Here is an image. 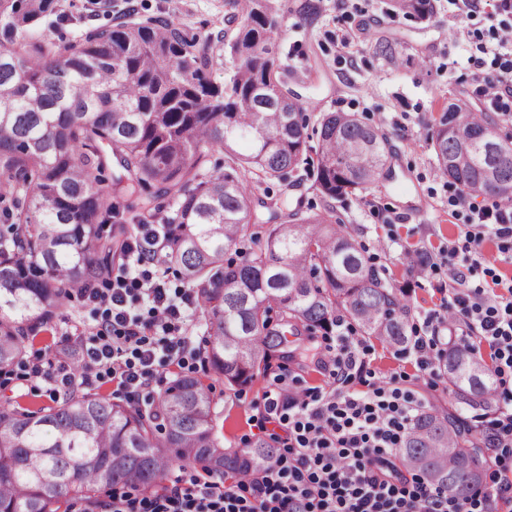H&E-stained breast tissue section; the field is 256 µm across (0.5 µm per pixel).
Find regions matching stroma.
<instances>
[{
	"label": "stroma",
	"mask_w": 512,
	"mask_h": 512,
	"mask_svg": "<svg viewBox=\"0 0 512 512\" xmlns=\"http://www.w3.org/2000/svg\"><path fill=\"white\" fill-rule=\"evenodd\" d=\"M130 2L138 8L137 20L162 16L180 23L192 36L222 35V42L215 45L213 77L221 83L230 76L233 63L224 53V43L234 38L237 26L224 19L226 0H61L71 21L59 33L77 38L85 27L107 24L111 13ZM302 2L279 0L275 53L288 68L289 86L300 95L312 123H319L326 112H351L389 139V172L367 190L349 195L336 211L364 244L382 278L410 283V322L424 327L430 314L444 311L448 241L467 221L466 210L448 204L454 190L438 168L430 135L444 102L477 101L467 64L471 46L465 31L457 29L448 0H433L434 13L426 20L394 8L393 0H318L320 14L311 22L300 13ZM350 34L356 37L353 47L339 53V39ZM381 37L397 42L399 64L375 55ZM419 251L432 256L431 265L422 270L408 262L409 255ZM95 319L91 306L72 299L50 327L29 338V358H54L76 327ZM369 344L376 378L406 382L436 411L453 407V387L446 377L432 379L414 358L401 357L377 339ZM336 347L335 337L295 331L275 350L270 369L240 387L198 370V377L212 390L215 432L225 447L246 448L258 435L257 404L269 389L275 368L297 376L301 387H327L325 367ZM53 389L49 377L26 375L19 367L0 375V402L10 401L21 410L52 405Z\"/></svg>",
	"instance_id": "obj_1"
}]
</instances>
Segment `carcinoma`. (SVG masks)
<instances>
[{
    "instance_id": "cac0c4a2",
    "label": "carcinoma",
    "mask_w": 512,
    "mask_h": 512,
    "mask_svg": "<svg viewBox=\"0 0 512 512\" xmlns=\"http://www.w3.org/2000/svg\"><path fill=\"white\" fill-rule=\"evenodd\" d=\"M238 32L227 44L229 80L211 78L212 36L189 37L162 17L133 19L127 6L74 42L38 30L68 15L59 0H0V371L24 362L27 342L78 289L112 272V237L103 225L113 200L156 188L172 211L147 202L133 224H167L163 258L196 289L206 316L201 359L229 386L265 368L285 334L302 326L328 335L340 323L402 350L410 295L382 279L366 249L336 216L335 202L383 173L388 138L346 112H328L311 144L303 106L273 54L276 0H227ZM427 18L431 0H396ZM461 99L444 103L430 141L456 189L512 202V139ZM251 144L242 154L238 141ZM224 153V171L205 158ZM121 173L108 183L106 169ZM312 181L323 211L302 215L256 194L264 182ZM269 211L264 243L244 239L255 207ZM236 257H226L229 250ZM440 369L455 387V409L422 408L402 447L401 466L438 491L467 495L484 459L463 412L489 407L493 380L462 349ZM213 399L196 376L169 381L139 406L76 389L36 411L0 403V512H58L117 485L151 489L173 469L199 464L215 474L246 470L276 452L258 436L245 451L214 432Z\"/></svg>"
}]
</instances>
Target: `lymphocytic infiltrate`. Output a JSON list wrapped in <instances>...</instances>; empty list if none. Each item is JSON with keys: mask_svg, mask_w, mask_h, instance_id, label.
<instances>
[{"mask_svg": "<svg viewBox=\"0 0 512 512\" xmlns=\"http://www.w3.org/2000/svg\"><path fill=\"white\" fill-rule=\"evenodd\" d=\"M492 17L493 41L470 31L476 52L468 64L476 95L511 120L512 0H494ZM449 204L472 215L448 245L449 254L462 259L448 267V308L465 327L450 328L445 339L415 337L411 352L425 370L441 342L466 346L474 331L488 347L501 407L480 420L489 434L485 485L460 498L396 464L417 397L397 381H376L364 340L347 332L329 372L331 390L298 389L281 372L264 392L262 420L273 425L271 438L280 449L262 468L217 476L194 465L156 489L112 493L92 503L91 512H512V410L505 407L512 400V281L492 275V284L505 291L491 297L468 277L481 264L484 227L493 226L500 253H512V204L482 205L467 193L455 194ZM168 234L163 224L138 225L110 288L83 293L102 316L69 338L82 358V377L70 372L65 354L56 355L57 387L112 383L117 396L139 403L161 386L167 369L196 361L189 336L196 303L190 289L168 288L160 259Z\"/></svg>", "mask_w": 512, "mask_h": 512, "instance_id": "obj_1", "label": "lymphocytic infiltrate"}]
</instances>
